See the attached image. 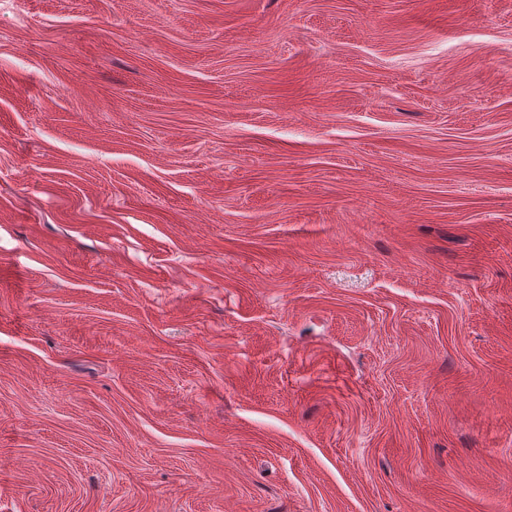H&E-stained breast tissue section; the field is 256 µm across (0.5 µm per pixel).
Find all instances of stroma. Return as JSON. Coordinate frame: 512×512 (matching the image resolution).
Returning <instances> with one entry per match:
<instances>
[{
  "label": "stroma",
  "mask_w": 512,
  "mask_h": 512,
  "mask_svg": "<svg viewBox=\"0 0 512 512\" xmlns=\"http://www.w3.org/2000/svg\"><path fill=\"white\" fill-rule=\"evenodd\" d=\"M0 512H512V0H0Z\"/></svg>",
  "instance_id": "1"
}]
</instances>
